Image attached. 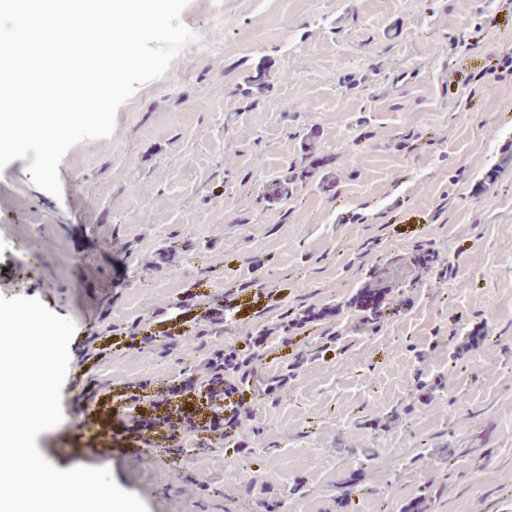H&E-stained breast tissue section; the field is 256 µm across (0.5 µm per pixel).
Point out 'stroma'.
Masks as SVG:
<instances>
[{
  "label": "stroma",
  "instance_id": "1",
  "mask_svg": "<svg viewBox=\"0 0 512 512\" xmlns=\"http://www.w3.org/2000/svg\"><path fill=\"white\" fill-rule=\"evenodd\" d=\"M224 24H212L216 3ZM493 0H190L183 23L212 52L185 49L139 89L111 137L84 141L54 196L28 162L0 170V294L71 318L69 370L95 330L178 304L186 288L280 290L289 309L338 304L378 260L434 248L448 281L425 276L411 311L374 334L343 317L345 339L300 370L229 448L168 465L116 439L92 456L63 394V420L40 433L58 469L105 467L148 512H512V74L498 54L512 21ZM269 71L248 95L249 70ZM312 177L276 187L304 161ZM415 279V278H414ZM84 291L72 294L75 281ZM250 324L193 345L125 352L95 366L100 383L179 376L193 356L236 344ZM442 379L428 403L417 380ZM403 424L377 433L385 413ZM259 470L265 484L246 479ZM222 476V494L188 479Z\"/></svg>",
  "mask_w": 512,
  "mask_h": 512
}]
</instances>
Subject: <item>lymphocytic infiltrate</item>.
<instances>
[{
  "mask_svg": "<svg viewBox=\"0 0 512 512\" xmlns=\"http://www.w3.org/2000/svg\"><path fill=\"white\" fill-rule=\"evenodd\" d=\"M372 287L380 302L365 308L358 319L359 325L370 331L380 329L411 307L410 301L401 296L399 282L377 273ZM275 298L271 291L252 294L230 289L209 300L199 299L192 293L173 312L145 320L142 326L125 335L97 337L89 358L98 363L132 347L144 348L173 340L188 334L200 323L223 322L228 314L241 319ZM315 318V313L309 310L295 313L276 330L281 334L276 345L271 342L276 331L264 328L246 337L242 346L213 350L197 361L192 373L182 379L157 386H125L111 408L99 409L93 416L91 425L96 440L111 442L113 418L129 410L133 417L126 421V431L147 438L155 446V455L164 460L179 461L188 443L198 448L233 446L240 454H250V446L239 435L252 420L257 402L265 396L280 395L308 360L335 349L336 338L331 333L323 336L318 345L307 343ZM277 351L288 359V373L269 376L259 371V363Z\"/></svg>",
  "mask_w": 512,
  "mask_h": 512,
  "instance_id": "f902f5d3",
  "label": "lymphocytic infiltrate"
}]
</instances>
